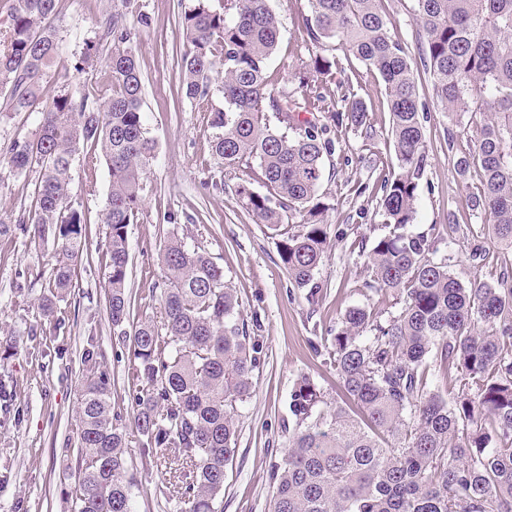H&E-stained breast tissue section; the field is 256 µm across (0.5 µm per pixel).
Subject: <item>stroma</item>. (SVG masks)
I'll return each instance as SVG.
<instances>
[{
  "label": "stroma",
  "mask_w": 512,
  "mask_h": 512,
  "mask_svg": "<svg viewBox=\"0 0 512 512\" xmlns=\"http://www.w3.org/2000/svg\"><path fill=\"white\" fill-rule=\"evenodd\" d=\"M183 3L130 0L125 9L143 82L145 127L156 143L144 175L142 207L136 223L128 227L130 319L138 322L159 313L153 288L161 280L159 253L170 231L201 244L223 267L245 322L263 344L264 357L255 391L239 410V449L225 471L223 508L270 512L269 475L288 448L290 394L297 378L309 376L331 401L341 400L323 345L335 335L348 307L386 311L392 303L370 289L367 258L356 244L361 237L374 240L382 225L373 188L383 165L394 159L391 118L381 78L362 62L343 61L342 72L324 81L322 93L329 105L339 101L344 82H354L373 136L366 143L346 133L325 160L319 193L330 206L328 222L332 229L348 230L349 236L332 238L315 276L322 294L317 302H308L306 289L290 281L269 230L256 222L233 191L248 179L249 168L221 164L212 152L207 113L185 95L181 59L187 44L179 22ZM114 5V0H58L61 57L43 81L48 94L68 87L91 94L107 79L102 58L114 45L104 28ZM270 6L280 22V36L267 63L268 88L292 91L299 69L316 53L331 57L335 50L327 46L319 51L305 43L300 22L306 0H270ZM413 6L414 0L383 2L396 35L416 58L420 42ZM90 49L99 53V61L79 67ZM416 79L426 105L428 165L418 185L415 228L437 227L442 238L437 254L451 256L455 275L465 283L479 271L470 257L472 248L492 253L499 249L483 229L484 216L468 206L478 175L463 181L455 173L459 153L473 149L474 139L466 136L449 145L448 119L433 100L430 74L417 71ZM71 175V194L89 219L88 256L75 265V292L57 302L52 316L41 310L52 268L50 248L35 246L20 231L0 237V512H70L80 388L89 355L110 376L112 409L123 419L141 476L137 512H174L173 502L156 492L166 478L164 469L146 464L140 455L128 383L133 363L108 319L106 276L98 259L106 227L99 224L98 214L110 174L101 164L94 176H87L78 161ZM358 185L363 188L359 194L354 191Z\"/></svg>",
  "instance_id": "stroma-1"
}]
</instances>
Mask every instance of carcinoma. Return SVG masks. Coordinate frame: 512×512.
Returning <instances> with one entry per match:
<instances>
[{
  "mask_svg": "<svg viewBox=\"0 0 512 512\" xmlns=\"http://www.w3.org/2000/svg\"><path fill=\"white\" fill-rule=\"evenodd\" d=\"M57 0H12L0 43V91L9 112H30L59 56ZM420 62L433 98L448 115V149L468 134L459 116L480 113L475 149L456 161L480 187L473 211L489 218L501 256L475 248L491 280L469 284L451 257L433 258L436 226L414 232L417 188L426 164L424 107L412 59L391 33L382 0H307L302 30L314 45L334 40L377 73L391 115L395 166L375 196L385 232L367 253L376 292L395 311L345 310L326 346L346 396L326 399L300 376L291 392L288 449L271 472V512H512V0H414ZM189 46L181 60L185 95L209 113L213 149L226 165H257L235 195L278 237L292 283L319 299L314 281L330 244L329 205L318 194L324 159L349 131L371 138L357 92L323 106V79L340 60L316 55L298 73L302 100L267 90L266 66L280 28L269 0H188L181 15ZM105 35L125 48L106 61L110 77L94 97L62 90L41 105L35 137L0 145V170L34 175V205L19 219L0 216V237L16 227L55 246L42 310L76 288L87 223L70 193L82 158L105 162L110 182L99 222L106 225V271L113 335L130 341L134 418L144 460L174 481L159 493L178 512H222L226 466L238 450L239 407L251 397L262 343L250 334L224 270L175 231L160 253V320L130 325L128 226L138 215L144 172L154 156L141 111L142 80L125 14L115 8ZM220 76L224 108L209 106L210 74ZM274 115L279 127L270 125ZM299 218L300 230L284 227ZM442 375L446 399L432 377ZM74 512H136L137 471L112 387L90 366L82 383Z\"/></svg>",
  "mask_w": 512,
  "mask_h": 512,
  "instance_id": "cac0c4a2",
  "label": "carcinoma"
}]
</instances>
